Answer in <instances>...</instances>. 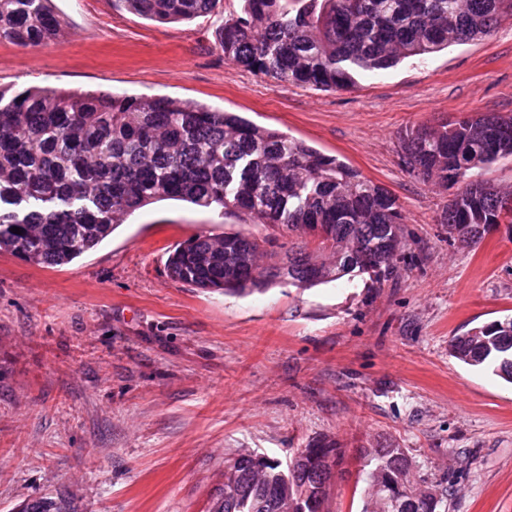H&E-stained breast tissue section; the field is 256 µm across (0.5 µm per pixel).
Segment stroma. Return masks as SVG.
Wrapping results in <instances>:
<instances>
[{
    "mask_svg": "<svg viewBox=\"0 0 512 512\" xmlns=\"http://www.w3.org/2000/svg\"><path fill=\"white\" fill-rule=\"evenodd\" d=\"M240 6L161 25L120 0H54L64 40L0 42V88L188 99L303 140L392 194L403 258L380 279L205 292L168 276V250L271 230L171 200L60 268L0 253V512L58 488L82 512H206L225 459L285 462L325 437L342 452L325 512H364L360 451L380 444L404 448L442 512H512V385L448 352L512 316V224L454 241L437 221L454 188L410 174L400 141L512 114V25L332 91L226 61L215 30Z\"/></svg>",
    "mask_w": 512,
    "mask_h": 512,
    "instance_id": "stroma-1",
    "label": "stroma"
}]
</instances>
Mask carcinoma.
<instances>
[{
    "mask_svg": "<svg viewBox=\"0 0 512 512\" xmlns=\"http://www.w3.org/2000/svg\"><path fill=\"white\" fill-rule=\"evenodd\" d=\"M160 24L215 12L219 0H119ZM216 41L224 59L288 86L343 90L360 71L389 69L494 30L506 0H242ZM52 0H0V41L21 48L57 39ZM407 170L458 186L438 223L462 242L480 238L512 212V185L471 181L469 172L512 157V116H464L400 136ZM177 200L235 210L252 223L301 239L269 250L241 231L175 245L169 276L206 291L311 288L359 272L394 268L404 241L394 197L345 162L306 142L195 101L120 93L0 89V252L45 268L95 249L136 210ZM18 227L16 234L11 228ZM450 356L491 368L512 383V317L470 329ZM332 439L301 448L287 465L244 450L224 468L207 512H322V463ZM370 493L396 512L386 477L414 489L420 512L441 498L413 488L405 451L365 450ZM17 512H80L65 491L26 499Z\"/></svg>",
    "mask_w": 512,
    "mask_h": 512,
    "instance_id": "obj_1",
    "label": "carcinoma"
}]
</instances>
